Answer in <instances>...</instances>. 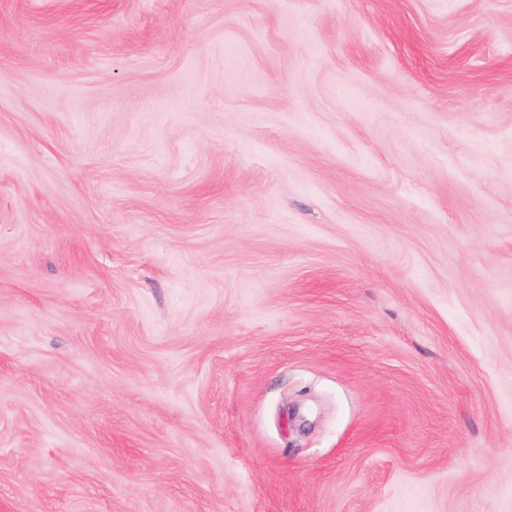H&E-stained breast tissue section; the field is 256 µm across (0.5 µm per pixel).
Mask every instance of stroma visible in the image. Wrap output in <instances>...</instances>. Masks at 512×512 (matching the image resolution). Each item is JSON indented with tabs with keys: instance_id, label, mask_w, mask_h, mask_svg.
Here are the masks:
<instances>
[{
	"instance_id": "stroma-1",
	"label": "stroma",
	"mask_w": 512,
	"mask_h": 512,
	"mask_svg": "<svg viewBox=\"0 0 512 512\" xmlns=\"http://www.w3.org/2000/svg\"><path fill=\"white\" fill-rule=\"evenodd\" d=\"M0 512H512V0H0Z\"/></svg>"
}]
</instances>
